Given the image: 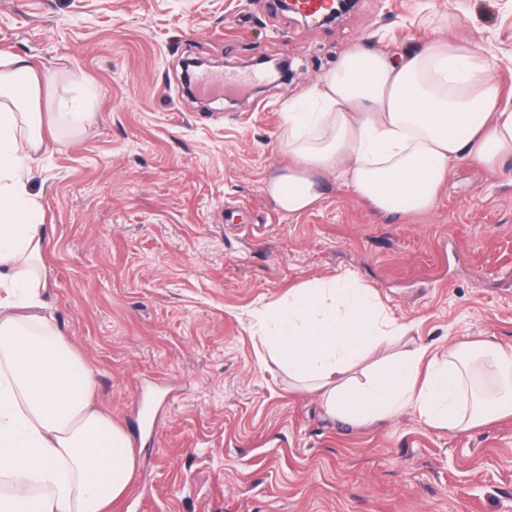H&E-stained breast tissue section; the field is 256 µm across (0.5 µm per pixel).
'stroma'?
Returning <instances> with one entry per match:
<instances>
[{"instance_id": "1", "label": "stroma", "mask_w": 512, "mask_h": 512, "mask_svg": "<svg viewBox=\"0 0 512 512\" xmlns=\"http://www.w3.org/2000/svg\"><path fill=\"white\" fill-rule=\"evenodd\" d=\"M436 37L472 40L512 86V0H355L321 27L273 0H0V57L55 77L30 180L51 236L44 312L131 435L122 512H512V417L349 427L261 360L258 310L345 269L421 345L512 344L511 162L455 163L420 214L331 181L290 216L264 191L291 160L289 98L353 45L401 55ZM194 57L240 91L184 95ZM257 57L292 72L255 92ZM77 94L80 126L56 117Z\"/></svg>"}]
</instances>
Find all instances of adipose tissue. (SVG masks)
I'll return each mask as SVG.
<instances>
[{"mask_svg":"<svg viewBox=\"0 0 512 512\" xmlns=\"http://www.w3.org/2000/svg\"><path fill=\"white\" fill-rule=\"evenodd\" d=\"M42 79L25 58L0 63V512H116L135 473L130 438L93 406L92 365L42 312L48 228L28 191ZM286 123L293 162L266 191L291 215L317 205L328 178L386 214L430 211L452 164L512 159V92L465 39L399 58L353 46L289 99ZM258 319L272 361L331 418L410 410L455 431L512 416V347L416 345L352 271L291 289ZM386 345L395 353L380 355Z\"/></svg>","mask_w":512,"mask_h":512,"instance_id":"1","label":"adipose tissue"}]
</instances>
